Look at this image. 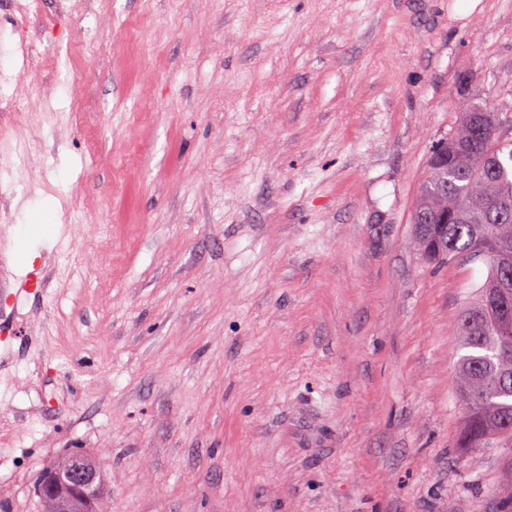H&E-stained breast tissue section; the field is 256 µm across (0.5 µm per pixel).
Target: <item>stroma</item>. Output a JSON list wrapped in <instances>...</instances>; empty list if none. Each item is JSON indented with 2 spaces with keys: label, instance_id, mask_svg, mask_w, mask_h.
<instances>
[{
  "label": "stroma",
  "instance_id": "stroma-1",
  "mask_svg": "<svg viewBox=\"0 0 512 512\" xmlns=\"http://www.w3.org/2000/svg\"><path fill=\"white\" fill-rule=\"evenodd\" d=\"M0 0V512L91 454L108 512H503L512 448H458L483 261L411 214L512 0ZM30 59L15 47L27 23Z\"/></svg>",
  "mask_w": 512,
  "mask_h": 512
}]
</instances>
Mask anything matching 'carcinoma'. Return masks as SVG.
<instances>
[{
	"mask_svg": "<svg viewBox=\"0 0 512 512\" xmlns=\"http://www.w3.org/2000/svg\"><path fill=\"white\" fill-rule=\"evenodd\" d=\"M498 114L473 105L444 138L448 168L439 169L429 157V175L414 209H425L448 188V223L432 225L418 236L422 257L435 263L483 259L489 268L476 298L463 310L458 348L451 377L461 403L459 447L472 450L496 443L512 447V138L502 137ZM36 479L35 491L45 512H55L68 500L70 512H102V479L95 493L79 498L62 489L54 497L41 492L46 475Z\"/></svg>",
	"mask_w": 512,
	"mask_h": 512,
	"instance_id": "carcinoma-1",
	"label": "carcinoma"
}]
</instances>
